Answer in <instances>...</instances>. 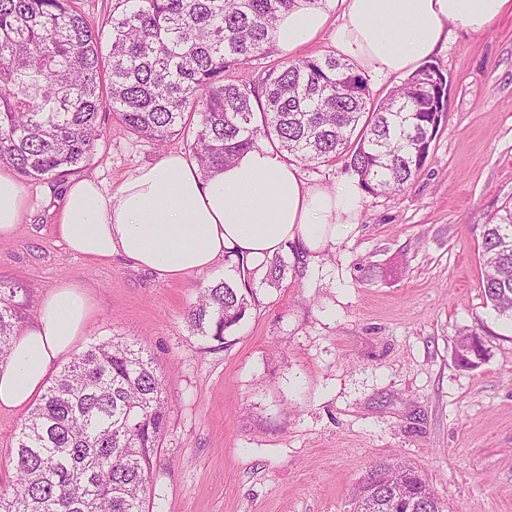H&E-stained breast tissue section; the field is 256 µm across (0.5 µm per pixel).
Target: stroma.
<instances>
[{
    "instance_id": "obj_1",
    "label": "stroma",
    "mask_w": 512,
    "mask_h": 512,
    "mask_svg": "<svg viewBox=\"0 0 512 512\" xmlns=\"http://www.w3.org/2000/svg\"><path fill=\"white\" fill-rule=\"evenodd\" d=\"M430 60L449 88L424 168L404 192L364 195L320 253H283L279 282L237 277L254 301L221 346L187 314L226 262L163 280L122 257L75 256L57 232L69 179L116 190L189 152L193 132L159 146L106 112L81 168L24 179L0 284L18 286L27 323L51 288L78 282L93 314L73 354L122 337L153 355L169 409L153 512H353L370 468L394 456L452 512H512V324L486 305L479 230L512 206V16L479 34L449 28ZM479 319L490 357L464 370L455 342Z\"/></svg>"
}]
</instances>
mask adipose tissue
<instances>
[{
  "instance_id": "1",
  "label": "adipose tissue",
  "mask_w": 512,
  "mask_h": 512,
  "mask_svg": "<svg viewBox=\"0 0 512 512\" xmlns=\"http://www.w3.org/2000/svg\"><path fill=\"white\" fill-rule=\"evenodd\" d=\"M333 41L341 58L373 76L413 72L447 40L449 27L480 33L512 0H341ZM326 9L299 4L281 15L275 44L285 52L312 43ZM359 184L335 192L309 185L268 145L204 174L181 152L136 170L112 192L95 180H71L58 233L70 252L101 261L120 256L164 280L209 271L232 258L256 269L289 245L316 253L348 233L362 200ZM27 209L24 187L0 167V239L16 233ZM92 316L83 287L62 282L39 304L34 321L0 366V408L21 409L39 394L56 361L70 352Z\"/></svg>"
}]
</instances>
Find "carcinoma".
Masks as SVG:
<instances>
[{
	"label": "carcinoma",
	"instance_id": "carcinoma-1",
	"mask_svg": "<svg viewBox=\"0 0 512 512\" xmlns=\"http://www.w3.org/2000/svg\"><path fill=\"white\" fill-rule=\"evenodd\" d=\"M112 15L109 55L74 0H0V163L23 177L59 176L85 162L108 108L126 132L155 142L197 131L193 156L222 169L263 138L304 163L342 159L369 194L406 190L446 117L448 78L427 63L371 101L368 80L334 54L283 62L232 81L273 42L295 0H128ZM482 288L512 322V207L481 225ZM250 293L221 281L189 313L196 334L224 344ZM18 316L0 287V362ZM151 355L122 339L75 356L21 423L0 487V512H146L168 422ZM355 512H447L416 467L380 461Z\"/></svg>",
	"mask_w": 512,
	"mask_h": 512
}]
</instances>
